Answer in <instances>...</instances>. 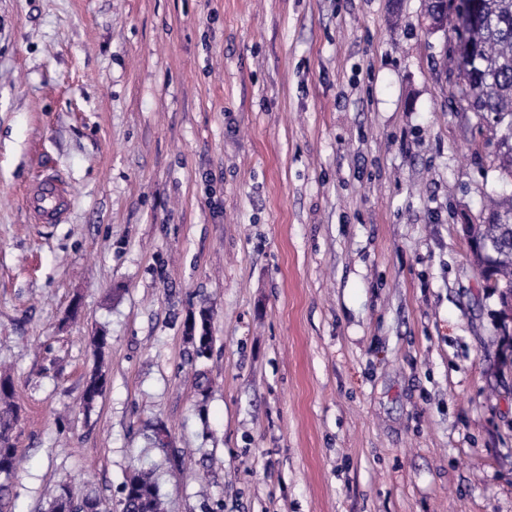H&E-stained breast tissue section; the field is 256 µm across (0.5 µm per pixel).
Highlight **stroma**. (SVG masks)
I'll return each mask as SVG.
<instances>
[{
    "instance_id": "stroma-1",
    "label": "stroma",
    "mask_w": 512,
    "mask_h": 512,
    "mask_svg": "<svg viewBox=\"0 0 512 512\" xmlns=\"http://www.w3.org/2000/svg\"><path fill=\"white\" fill-rule=\"evenodd\" d=\"M427 25L423 0H0L12 512H119L137 466L166 512H512V337L462 226L512 180ZM43 174L56 224L23 203ZM67 194V189L62 182L50 175H44L40 190L27 194L24 205L39 223H56L61 221L65 214L59 207V203Z\"/></svg>"
}]
</instances>
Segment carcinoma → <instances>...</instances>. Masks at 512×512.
Wrapping results in <instances>:
<instances>
[{
	"instance_id": "carcinoma-1",
	"label": "carcinoma",
	"mask_w": 512,
	"mask_h": 512,
	"mask_svg": "<svg viewBox=\"0 0 512 512\" xmlns=\"http://www.w3.org/2000/svg\"><path fill=\"white\" fill-rule=\"evenodd\" d=\"M480 24L468 28L456 23L453 30L467 46V61L458 65L460 111L490 114L497 124L512 121V0H477ZM487 224L472 225L469 231L502 240L506 248L493 254L485 270L493 279L491 289L512 288V204L493 205ZM103 374H93L86 384L83 399L93 403L103 392ZM13 385L0 377V474H10L17 466L13 433L17 418L9 400ZM124 512H163L159 487L152 474L135 470L127 478L121 501Z\"/></svg>"
}]
</instances>
